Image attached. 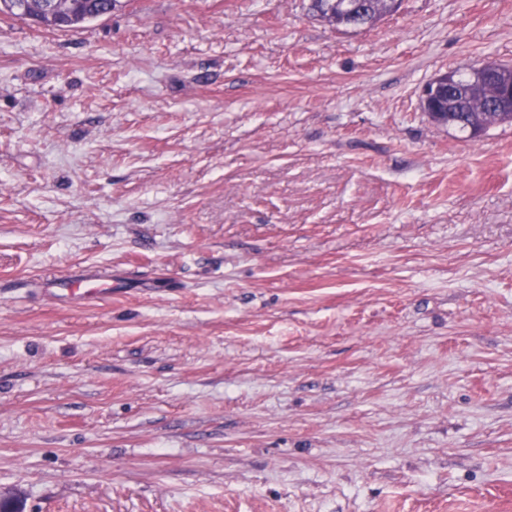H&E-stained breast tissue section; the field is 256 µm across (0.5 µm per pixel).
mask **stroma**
I'll use <instances>...</instances> for the list:
<instances>
[{"label": "stroma", "instance_id": "stroma-1", "mask_svg": "<svg viewBox=\"0 0 512 512\" xmlns=\"http://www.w3.org/2000/svg\"><path fill=\"white\" fill-rule=\"evenodd\" d=\"M512 0L0 14V495L25 512H512ZM78 267L111 296L55 300ZM118 0H72L69 13L64 18L45 19L44 24L54 27H73L103 16L111 6L115 9ZM321 6L327 10L328 15H332L336 20V24H334L336 29L362 31L374 23L373 20L365 16L361 2L357 0H322ZM334 11L336 16L333 14ZM505 64L500 63H484L479 66H475L471 69L474 82L482 83L484 81L491 80L496 73H500ZM446 71L438 74L430 82H428L421 94V104L425 112L428 110L429 100L442 89L448 91V106L451 105L450 93L454 85V75L457 78V97L456 104L451 112V117L460 122V130H469L471 126L470 134L476 136L480 134L477 128L472 122L489 126L490 124L499 121L509 122L503 118L498 120V113L504 116L507 113L508 118L512 120V84L502 85L498 93L496 103L499 109L495 105L494 88L490 84L473 83L469 76V73H460L458 71ZM458 111V112H457ZM498 112V113H495ZM472 121V122H471ZM493 125V124H492Z\"/></svg>", "mask_w": 512, "mask_h": 512}]
</instances>
